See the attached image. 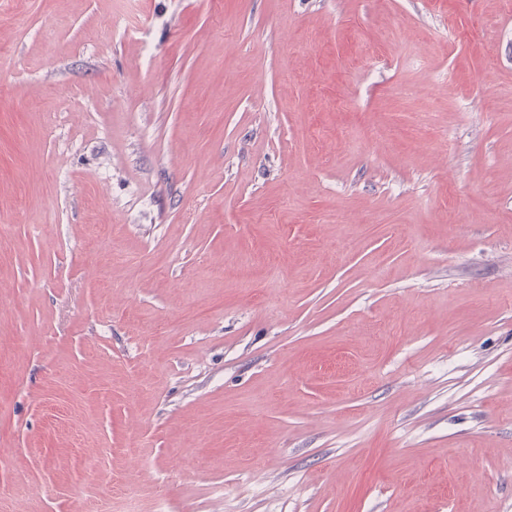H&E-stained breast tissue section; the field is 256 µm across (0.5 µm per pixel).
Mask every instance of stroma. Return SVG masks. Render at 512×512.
<instances>
[{
    "instance_id": "obj_1",
    "label": "stroma",
    "mask_w": 512,
    "mask_h": 512,
    "mask_svg": "<svg viewBox=\"0 0 512 512\" xmlns=\"http://www.w3.org/2000/svg\"><path fill=\"white\" fill-rule=\"evenodd\" d=\"M141 2L0 0V512H512V0Z\"/></svg>"
}]
</instances>
